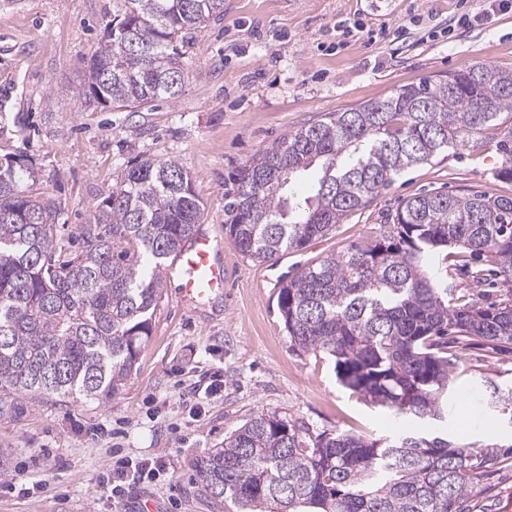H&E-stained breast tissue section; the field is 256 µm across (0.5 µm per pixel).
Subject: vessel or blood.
Segmentation results:
<instances>
[{
    "label": "vessel or blood",
    "instance_id": "b4317fda",
    "mask_svg": "<svg viewBox=\"0 0 512 512\" xmlns=\"http://www.w3.org/2000/svg\"><path fill=\"white\" fill-rule=\"evenodd\" d=\"M166 272L179 282L183 300L191 305L224 290V248L208 232L197 231L179 251Z\"/></svg>",
    "mask_w": 512,
    "mask_h": 512
}]
</instances>
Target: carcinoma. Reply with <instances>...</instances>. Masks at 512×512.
I'll use <instances>...</instances> for the list:
<instances>
[{"instance_id": "1", "label": "carcinoma", "mask_w": 512, "mask_h": 512, "mask_svg": "<svg viewBox=\"0 0 512 512\" xmlns=\"http://www.w3.org/2000/svg\"><path fill=\"white\" fill-rule=\"evenodd\" d=\"M224 0H112V21L78 95L138 112L173 102L189 80L197 29ZM508 90L488 97L486 86ZM497 140L498 177L512 181V72L484 65L404 85L331 112L274 142L231 176L225 230L265 263L325 237L409 168L483 139ZM320 168L309 194L290 190ZM33 159H0V396L98 401L131 373L151 333L162 268L195 233L204 205L178 159L145 158L92 206L82 246L53 237L60 205L25 185ZM387 235L352 243L304 268L279 291L291 350L324 354L337 379L400 418L445 421L458 344L512 348V197L462 189L417 195L388 218ZM459 247L507 288L485 307L426 272L431 252ZM488 412L512 422V383L483 379ZM512 445L405 435L393 442L315 434L259 415L195 463L205 493L227 512H473L474 495Z\"/></svg>"}]
</instances>
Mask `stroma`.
<instances>
[{
	"label": "stroma",
	"instance_id": "35a3bbf8",
	"mask_svg": "<svg viewBox=\"0 0 512 512\" xmlns=\"http://www.w3.org/2000/svg\"><path fill=\"white\" fill-rule=\"evenodd\" d=\"M484 7V0H224L223 17L195 34L192 76L180 98L123 112L89 108L77 97L82 72L106 38L112 0H0V156L33 158L37 192L62 208L57 238L78 234L126 166L173 157L205 205L206 228L224 246L223 295L186 306L176 282L165 280L152 333L113 395L81 403L18 394L0 405V448L12 453L9 475L0 477V512H135L141 498L160 512H224L202 492L194 461L253 417L387 441L409 428L343 387L333 360L291 351L277 294L284 279L321 257L386 234V216L403 199L464 187L512 196V182L497 176L495 142L407 170L333 233L263 264L244 258L227 236L224 183L326 113L478 64L512 72V8L440 33ZM345 19L408 32L396 43H371L344 33ZM461 348L464 375L448 431L483 440L501 424L483 410V389L471 376L511 382L512 352L477 341ZM215 374L224 379L216 395L207 390ZM116 448L135 459L163 458L166 475L111 500L99 479ZM475 504V512H512V460L492 466Z\"/></svg>",
	"mask_w": 512,
	"mask_h": 512
}]
</instances>
